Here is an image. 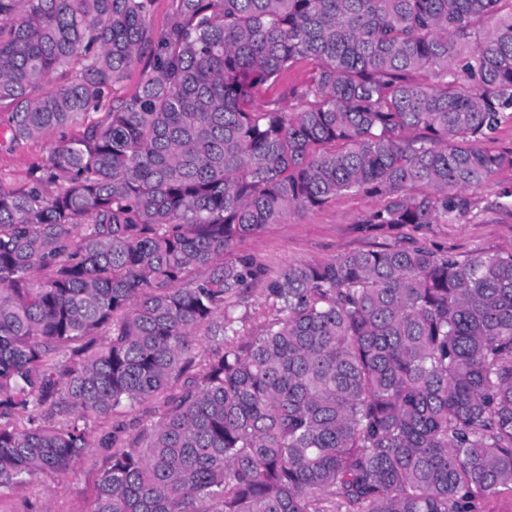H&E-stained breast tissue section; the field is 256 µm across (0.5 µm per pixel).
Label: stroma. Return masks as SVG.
Instances as JSON below:
<instances>
[{"instance_id":"1","label":"stroma","mask_w":512,"mask_h":512,"mask_svg":"<svg viewBox=\"0 0 512 512\" xmlns=\"http://www.w3.org/2000/svg\"><path fill=\"white\" fill-rule=\"evenodd\" d=\"M53 144L45 137L19 145L0 146V186L22 187L31 168L44 164ZM476 209L458 223L397 225L371 228L363 217L380 206L382 197L363 193L336 196L322 206L288 213L280 223L265 226L236 248L268 276L297 263L324 262L354 250L405 247L414 243L447 251L458 259L472 253L512 252V167L497 171L476 190ZM241 339L259 334L275 314L261 287H253L237 308ZM103 449H92L73 472L54 479L41 477L24 487L0 492V512H90Z\"/></svg>"}]
</instances>
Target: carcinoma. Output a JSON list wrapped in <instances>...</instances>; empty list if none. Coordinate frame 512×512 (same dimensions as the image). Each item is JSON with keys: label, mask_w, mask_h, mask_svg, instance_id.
<instances>
[{"label": "carcinoma", "mask_w": 512, "mask_h": 512, "mask_svg": "<svg viewBox=\"0 0 512 512\" xmlns=\"http://www.w3.org/2000/svg\"><path fill=\"white\" fill-rule=\"evenodd\" d=\"M153 4L0 0L9 143L61 138L0 187V489L101 447L91 512H479L512 493V253L414 244L273 278L228 258L349 192L385 198L371 226L465 218L512 167L491 147L512 0H170L160 32ZM303 61L307 81L255 105ZM256 285L275 315L241 343L229 300ZM154 398L137 439H93Z\"/></svg>", "instance_id": "carcinoma-1"}]
</instances>
